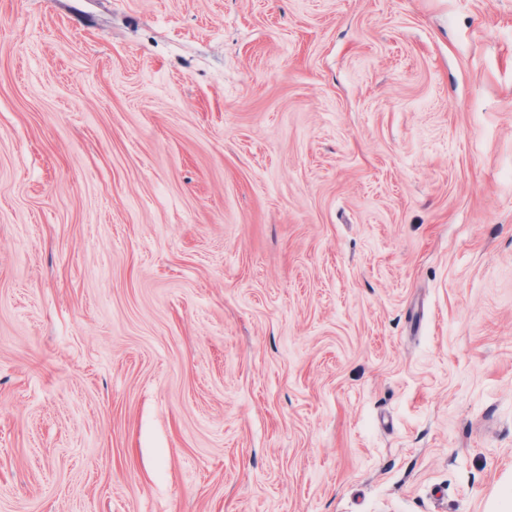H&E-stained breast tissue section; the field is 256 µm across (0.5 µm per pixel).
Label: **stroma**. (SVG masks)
<instances>
[{
  "label": "stroma",
  "mask_w": 512,
  "mask_h": 512,
  "mask_svg": "<svg viewBox=\"0 0 512 512\" xmlns=\"http://www.w3.org/2000/svg\"><path fill=\"white\" fill-rule=\"evenodd\" d=\"M0 512H512V0H0Z\"/></svg>",
  "instance_id": "obj_1"
}]
</instances>
